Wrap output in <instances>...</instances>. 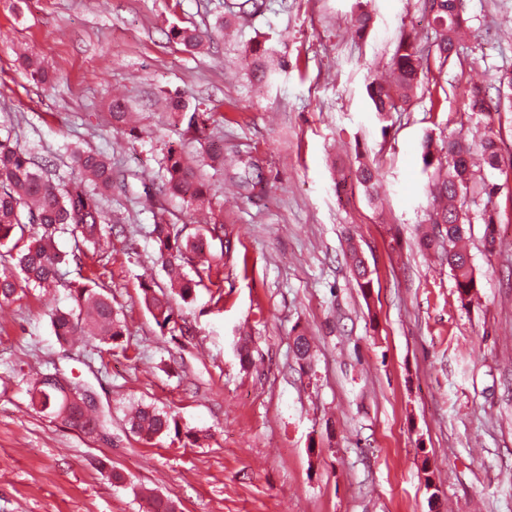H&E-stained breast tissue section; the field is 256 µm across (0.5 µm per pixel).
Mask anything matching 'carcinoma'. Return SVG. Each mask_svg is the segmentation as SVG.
<instances>
[{"instance_id":"1","label":"carcinoma","mask_w":512,"mask_h":512,"mask_svg":"<svg viewBox=\"0 0 512 512\" xmlns=\"http://www.w3.org/2000/svg\"><path fill=\"white\" fill-rule=\"evenodd\" d=\"M423 9L430 16L433 32L428 47H421L416 36L401 33L391 60L393 80L387 83L374 78L367 85V94L380 117L410 104L416 90L432 74L431 63H437L441 69L452 56L459 54L460 37L466 23L461 0H423ZM172 37L188 51L197 49L202 43V36L188 28L173 29ZM244 59L253 78L259 82H267L284 67L281 61L257 45L245 49ZM494 90L492 95L489 88L473 85L468 91V118L484 124L487 131L483 138L469 141L450 137L438 148L428 136L422 143V164L430 179L432 210L421 243L447 263L462 302L471 297L476 284L468 251L471 221L465 205L475 194L490 197L500 190L496 184L476 181L470 159L478 154L489 167L502 166L493 123L494 115L512 108L511 70L499 73ZM167 102L173 113L186 120L189 129L206 125L212 115L210 109L190 108L178 95L168 97ZM109 118L116 131L128 125L131 113L123 100H112ZM71 159L80 178L60 184L45 176L29 154L11 138L0 137V261L12 265L0 273V305L14 300L21 281L35 288L58 286L61 266L71 260L81 263L82 250L78 242L98 244L111 222L100 203L101 197L111 193L114 186L111 162L102 153L84 150L74 151ZM161 165L164 173L158 188L160 193L181 199L191 212L211 209L202 166L224 167L223 152L209 148L206 158L201 159L186 151L182 143L170 145ZM258 170V161L251 159L232 183L240 191L260 194L265 191V186ZM349 180L361 186L371 201H378L377 180L371 165L361 163L349 169L348 174L341 175L336 181V188L347 185ZM223 229L224 220L220 217L213 219L207 227L196 228V232L187 237L176 225L162 218L153 225L157 259L169 278L171 294H157L149 286L143 287L142 291L144 301L160 327L174 321L171 295L186 302L201 285V281L187 277L185 265L206 255L209 239ZM65 233L77 242L75 251L69 255L61 252L56 243V236ZM345 257L363 293H368L372 285L370 272L363 252L351 237L347 238ZM66 287L73 307L67 311L57 309L51 314L58 341L67 344L73 337L83 336L89 341L114 344L123 337L122 320L112 306V297L102 286L89 281L70 282ZM293 352L300 368L311 367V344L307 336L302 333L294 336ZM29 395L34 409L88 433L98 426L105 427L107 422L104 414H85L80 404L81 394L76 392L67 396L52 383L48 374L30 382ZM128 424L130 431L146 442L172 435L197 445L210 437L201 431L181 429L173 415L154 406L136 408L129 415Z\"/></svg>"}]
</instances>
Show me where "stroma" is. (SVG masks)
I'll use <instances>...</instances> for the list:
<instances>
[{
	"mask_svg": "<svg viewBox=\"0 0 512 512\" xmlns=\"http://www.w3.org/2000/svg\"><path fill=\"white\" fill-rule=\"evenodd\" d=\"M241 2L0 0V132L61 183L77 176L74 149L105 153L117 185L101 204L119 217L81 264L63 267L64 286H22L0 309V512H145L151 494L177 512H512V167L481 169L502 191L468 204V304L420 244L431 205L422 142L483 133L464 90L512 69V0H464L458 56L382 119L365 86L388 69L401 32L430 36L420 0H365L362 36L350 25L355 0H266L247 16ZM176 26L200 32L203 47L185 51ZM256 42L288 62L261 85L244 61ZM22 48L47 82L26 73ZM175 91L214 109L198 137L224 146L223 170L207 179L231 238L211 240L209 277L162 328L141 283L148 271L155 291L168 288L155 220H188L157 190L163 153L186 136L165 103ZM117 93L141 114L136 131H112ZM249 157L265 194L228 195ZM358 158L378 171L380 204L358 186L336 194ZM350 231L372 272L366 294L344 257ZM85 278L111 293L120 345L58 342L50 314L72 307L66 284ZM300 332L315 345L305 371L292 351ZM54 371L109 410L104 433L33 409L27 375ZM134 403L209 438L145 443L127 424Z\"/></svg>",
	"mask_w": 512,
	"mask_h": 512,
	"instance_id": "obj_1",
	"label": "stroma"
}]
</instances>
